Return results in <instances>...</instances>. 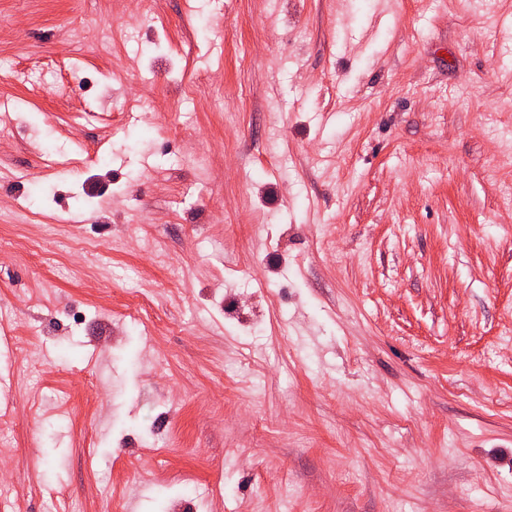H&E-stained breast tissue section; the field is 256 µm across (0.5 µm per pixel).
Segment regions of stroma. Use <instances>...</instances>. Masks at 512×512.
Listing matches in <instances>:
<instances>
[{"instance_id": "stroma-1", "label": "stroma", "mask_w": 512, "mask_h": 512, "mask_svg": "<svg viewBox=\"0 0 512 512\" xmlns=\"http://www.w3.org/2000/svg\"><path fill=\"white\" fill-rule=\"evenodd\" d=\"M0 124V512H512V0H0Z\"/></svg>"}]
</instances>
